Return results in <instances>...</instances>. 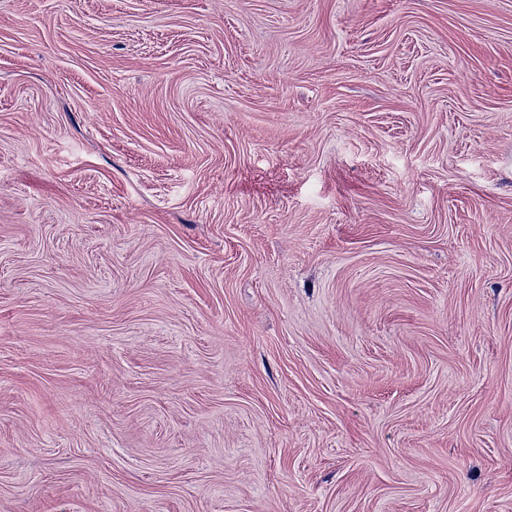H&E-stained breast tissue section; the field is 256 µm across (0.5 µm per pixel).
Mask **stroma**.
<instances>
[{
	"mask_svg": "<svg viewBox=\"0 0 512 512\" xmlns=\"http://www.w3.org/2000/svg\"><path fill=\"white\" fill-rule=\"evenodd\" d=\"M0 512H512V0H0Z\"/></svg>",
	"mask_w": 512,
	"mask_h": 512,
	"instance_id": "35a3bbf8",
	"label": "stroma"
}]
</instances>
